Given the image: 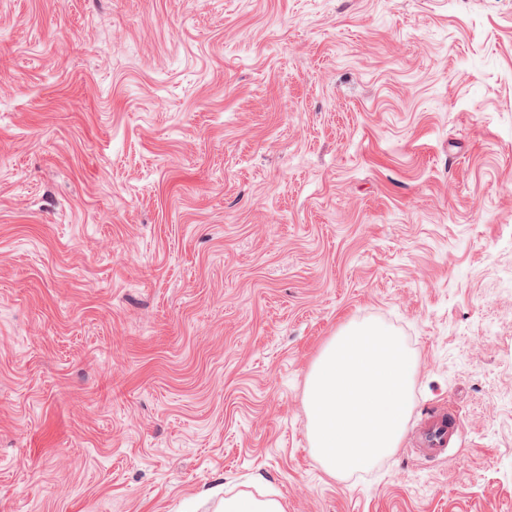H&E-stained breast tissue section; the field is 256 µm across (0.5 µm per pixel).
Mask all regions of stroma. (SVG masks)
Returning a JSON list of instances; mask_svg holds the SVG:
<instances>
[{
    "label": "stroma",
    "instance_id": "obj_1",
    "mask_svg": "<svg viewBox=\"0 0 512 512\" xmlns=\"http://www.w3.org/2000/svg\"><path fill=\"white\" fill-rule=\"evenodd\" d=\"M364 321L412 413L335 479L304 384ZM218 488L512 512V0H0V512ZM461 430V421L456 417L448 416V412L434 415L425 432L426 448L422 450L428 455L441 454L448 445V437L460 433Z\"/></svg>",
    "mask_w": 512,
    "mask_h": 512
}]
</instances>
